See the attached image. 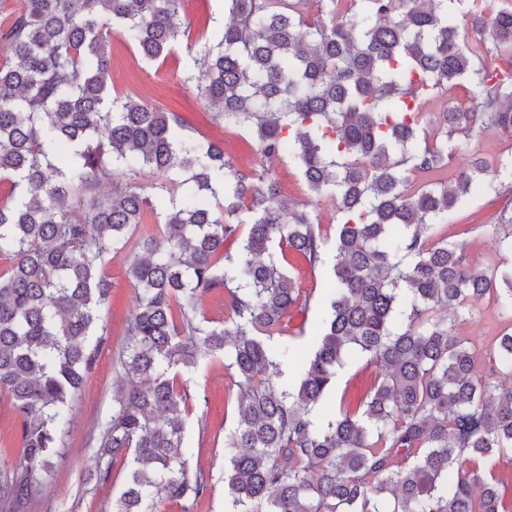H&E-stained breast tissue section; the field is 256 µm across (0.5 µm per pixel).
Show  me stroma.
<instances>
[{
    "mask_svg": "<svg viewBox=\"0 0 512 512\" xmlns=\"http://www.w3.org/2000/svg\"><path fill=\"white\" fill-rule=\"evenodd\" d=\"M223 14L222 0H184V18L190 34L167 57L155 62L145 61L135 47L119 35H112L108 85L113 92L178 113L186 133L217 142L237 168L248 172L259 163L254 137L246 129L213 121L204 102L181 79L183 71L202 58L205 37ZM511 151L496 133L476 130L460 141L457 155L483 158L493 168L492 178L505 181L512 174L499 170L498 165ZM273 170L282 198L308 205L322 229L335 223L332 201L311 194L300 170L288 157L276 160ZM499 209V204L474 193L448 215L449 239L467 241L469 260L482 268L498 257L489 225ZM131 258L125 249L113 251L106 258L104 269L112 282V294L100 310L91 340L96 358L70 409V426L60 442L55 471L32 512H112V502L124 488L125 470L108 467L99 454V425L111 415L115 386L124 375L117 356L137 294L127 276ZM284 267L297 279L307 298L304 309L290 314V334L285 339L292 350L302 355L315 340L332 278L328 267H310L293 254L286 255ZM377 372L376 366L363 360L348 363L336 384V404L357 407ZM184 378L195 399L187 418L184 445L191 450L190 464L211 477L207 495L191 512H225L224 434L234 423L233 385L223 356L203 348L198 350L196 363Z\"/></svg>",
    "mask_w": 512,
    "mask_h": 512,
    "instance_id": "1",
    "label": "stroma"
}]
</instances>
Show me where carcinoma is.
<instances>
[{
  "label": "carcinoma",
  "instance_id": "1",
  "mask_svg": "<svg viewBox=\"0 0 512 512\" xmlns=\"http://www.w3.org/2000/svg\"><path fill=\"white\" fill-rule=\"evenodd\" d=\"M307 2L224 0L206 70L183 73L215 119L252 133L260 169L249 173L182 132L177 113L106 85L111 32L157 60L185 35L181 0H19L0 28V393L21 448L0 470V512H26L53 472L117 246L133 252L137 297L99 447L130 461L112 512L207 494L209 475L183 448L192 404L175 376L200 345L223 354L235 387L229 512H512L495 473L512 461V386L480 373L448 326L495 299L505 324L485 359L512 375V265L474 268L446 234L472 190L512 196V184L476 156L449 184L411 179L447 169L476 128L512 141V0H316L312 21ZM463 81L470 104L448 103L431 135L423 101ZM284 154L339 216L333 288L293 386L281 381L282 338L307 299L273 246L315 268L328 234L279 197L269 164ZM144 169L157 175L149 185ZM106 179L115 188L102 195ZM491 231L512 254V208ZM220 288L231 316L213 326L197 308ZM356 356L381 368L364 400L320 412ZM462 455L489 468H463Z\"/></svg>",
  "mask_w": 512,
  "mask_h": 512
}]
</instances>
